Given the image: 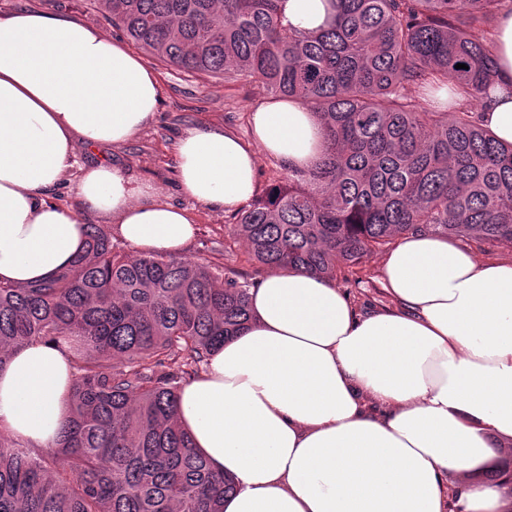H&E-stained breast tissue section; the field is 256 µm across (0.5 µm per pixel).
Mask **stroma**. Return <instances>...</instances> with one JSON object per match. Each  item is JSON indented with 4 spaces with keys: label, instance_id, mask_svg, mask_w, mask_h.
<instances>
[{
    "label": "stroma",
    "instance_id": "obj_1",
    "mask_svg": "<svg viewBox=\"0 0 512 512\" xmlns=\"http://www.w3.org/2000/svg\"><path fill=\"white\" fill-rule=\"evenodd\" d=\"M22 9H37L57 16L63 15L92 26L113 39H122L121 31L112 27L92 0H0V15ZM161 81V105L155 119L125 144L102 149L94 154L79 151V163L95 156L125 166L140 180L153 183L164 200L191 209L195 213L197 235L188 257L200 262L211 261L222 266L225 275L249 283L265 276V268L249 261L244 244L225 247L224 240L233 221L229 212H218L194 205L176 185V142L181 133L191 128L215 126L251 139V114L269 101L270 96L251 80L234 81L200 77L157 65ZM384 251L366 257L355 274L336 277L342 288L360 309L382 311L394 307V300L382 286L381 266Z\"/></svg>",
    "mask_w": 512,
    "mask_h": 512
}]
</instances>
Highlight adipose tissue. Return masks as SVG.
Returning <instances> with one entry per match:
<instances>
[{"instance_id":"adipose-tissue-1","label":"adipose tissue","mask_w":512,"mask_h":512,"mask_svg":"<svg viewBox=\"0 0 512 512\" xmlns=\"http://www.w3.org/2000/svg\"><path fill=\"white\" fill-rule=\"evenodd\" d=\"M328 0H285L293 28L323 26ZM496 86L482 120L512 144V13L492 34ZM160 76L100 30L35 9L0 16V281L46 280L85 246L95 218L133 253L183 256L188 209L79 148L123 144L152 122ZM252 144L192 128L176 146L181 191L214 211L255 195L259 154L290 169L324 151L300 100L252 114ZM79 177H72V170ZM74 180L75 202L53 200ZM396 309L358 310L333 281L281 270L250 290L252 321L179 393L196 452L233 476L224 512H512V484L460 481L512 441V261L480 260L429 232L382 264ZM76 370L63 345L0 367V430L57 447Z\"/></svg>"}]
</instances>
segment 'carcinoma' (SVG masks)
Returning a JSON list of instances; mask_svg holds the SVG:
<instances>
[{"mask_svg":"<svg viewBox=\"0 0 512 512\" xmlns=\"http://www.w3.org/2000/svg\"><path fill=\"white\" fill-rule=\"evenodd\" d=\"M283 2L94 0L159 62L248 77L312 109L321 160L233 217L248 260L334 279L414 232L512 248V145L477 111L496 81L493 43L472 36L512 0H330L327 24L308 32L284 23ZM432 78L466 100L417 108L406 89ZM252 317L248 282L118 252L97 224L67 270L0 282V366L65 342L77 371L58 449L0 432V512H223L234 481L194 451L178 395Z\"/></svg>","mask_w":512,"mask_h":512,"instance_id":"1","label":"carcinoma"}]
</instances>
